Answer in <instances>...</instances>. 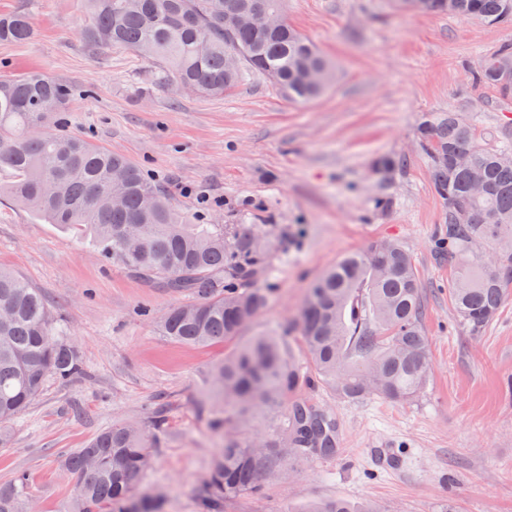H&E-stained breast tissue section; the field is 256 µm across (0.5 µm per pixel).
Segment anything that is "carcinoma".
<instances>
[{"label": "carcinoma", "mask_w": 512, "mask_h": 512, "mask_svg": "<svg viewBox=\"0 0 512 512\" xmlns=\"http://www.w3.org/2000/svg\"><path fill=\"white\" fill-rule=\"evenodd\" d=\"M92 24L83 32L95 49L121 48L160 66L208 97L224 95L245 71L266 75L292 101L319 96L334 66L288 23L231 24L224 16L277 14L282 0H86ZM421 10L512 24V0H423ZM34 22L24 12L0 16V42L24 44ZM477 87L496 90L512 103V45L471 71ZM72 89L41 72L0 80V197L50 224L85 235L106 259L142 280L161 281L175 294H190L156 320L159 333L191 345L238 337L270 299L271 289L253 281L266 268L267 243L249 224H188L169 198L125 157L50 128ZM430 161L434 192L448 207L449 294L463 324L486 327L512 295V253L488 269L473 244L512 234V139L485 142L455 112L427 119L418 128ZM461 153L471 164L458 162ZM0 445L5 428L42 393L48 379L66 381L83 372L79 352L67 339L44 294L0 268ZM309 367L287 352L292 337L253 336L208 377L211 398L246 427L254 412L277 410L281 432L262 441L224 437L200 491L202 512H221L227 499L262 490L269 461L336 453V424L299 395L307 371L347 399L378 396L408 402L425 387L428 340L422 330L421 285L411 256L397 242L378 240L328 268L308 288L299 325ZM153 439L118 422L63 460L78 476L73 512H156L133 496ZM0 512H37L30 479L19 473L0 485ZM304 512H377L371 503L345 499L311 504Z\"/></svg>", "instance_id": "1"}]
</instances>
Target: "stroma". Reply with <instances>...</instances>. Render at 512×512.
Returning <instances> with one entry per match:
<instances>
[{
	"label": "stroma",
	"mask_w": 512,
	"mask_h": 512,
	"mask_svg": "<svg viewBox=\"0 0 512 512\" xmlns=\"http://www.w3.org/2000/svg\"><path fill=\"white\" fill-rule=\"evenodd\" d=\"M31 14L33 38L0 42V78L42 71L68 84V133L142 168L193 224H255L273 245L261 280L271 298L240 340L299 331L310 283L345 253L398 240L424 293L431 371L415 399L352 401L330 386L302 395L336 419L331 457L284 472L224 512H302L314 500L375 501L381 512H512V298L479 331L460 322L448 294L441 239L448 211L432 188L417 129L460 113L479 131L512 135V108L470 72L512 26L420 14L395 0H284L283 16L336 67L318 98L289 102L262 75L220 97L164 83L160 69L124 49L89 48L84 0H0V15ZM395 168L380 171V158ZM0 268L40 289L76 346L83 373L48 380L0 447V484L27 472L41 512H72L76 478L61 463L122 421L164 434L135 492L161 512H200L198 496L223 432L209 420L208 372L234 342L189 346L153 320L180 303L104 260L87 238L32 211L0 203ZM148 306L150 316L139 313ZM395 457L383 463L385 452Z\"/></svg>",
	"instance_id": "35a3bbf8"
}]
</instances>
